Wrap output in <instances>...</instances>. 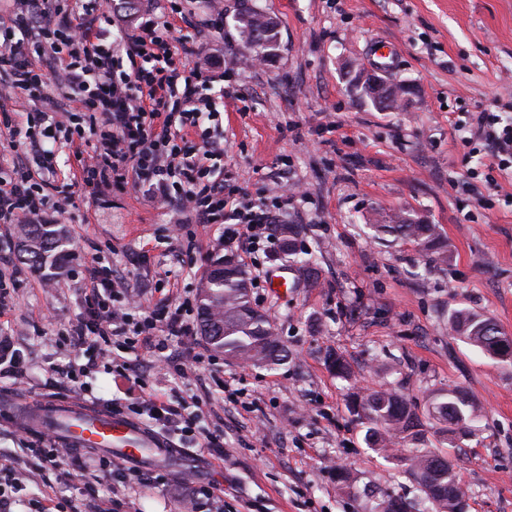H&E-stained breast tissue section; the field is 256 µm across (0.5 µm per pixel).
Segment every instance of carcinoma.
I'll list each match as a JSON object with an SVG mask.
<instances>
[{
	"label": "carcinoma",
	"mask_w": 512,
	"mask_h": 512,
	"mask_svg": "<svg viewBox=\"0 0 512 512\" xmlns=\"http://www.w3.org/2000/svg\"><path fill=\"white\" fill-rule=\"evenodd\" d=\"M242 32L260 56L276 50L277 36L270 21L250 7L240 12ZM376 232L416 245L418 252L434 264L448 262V244L437 225L426 224L407 213H397L389 224H375ZM279 249L292 262L301 265L306 276L318 275L317 262L300 246V229L295 224H277L274 228ZM20 252L27 263L41 270L57 268L69 257L65 239L54 224L17 226ZM201 331H210L206 339L212 347L231 360L275 369L288 359V351L269 317L250 300L247 274L234 259H224V277L206 275L200 288ZM456 333L482 353L490 352L498 334L488 317L458 310L448 319ZM330 371L339 377L349 375L346 359L337 352L326 356ZM350 413L366 427L365 441L370 448L397 462L418 485L426 503L422 512H451L467 491L457 478L454 465L444 456L423 447L425 432L435 428L446 434L475 430L481 415L477 406L462 392L451 389L434 393L424 413L398 391L389 388L357 391L348 401ZM411 505L399 496L387 494L375 506V512H410Z\"/></svg>",
	"instance_id": "carcinoma-1"
}]
</instances>
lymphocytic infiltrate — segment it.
Listing matches in <instances>:
<instances>
[{"instance_id": "f902f5d3", "label": "lymphocytic infiltrate", "mask_w": 512, "mask_h": 512, "mask_svg": "<svg viewBox=\"0 0 512 512\" xmlns=\"http://www.w3.org/2000/svg\"><path fill=\"white\" fill-rule=\"evenodd\" d=\"M10 2L12 36L0 43V106L25 97L34 106L0 113L1 158L21 142L51 139L62 129L80 162L74 187L94 196L132 180L190 223L221 226L220 243L264 239L273 222L268 206L245 200L236 186L217 176L224 168V148L210 133L219 111L209 95L212 75L201 46L176 33L177 22L192 16L183 0H166L161 12H146L132 29L116 34L107 28L112 21L108 0ZM57 89L65 91L69 108L42 111L41 103ZM478 123L494 167L512 169V123L500 124L490 112L482 113ZM42 169L37 182L28 172L0 176L1 224L61 223V216L44 208L56 187V172L48 163ZM82 291L84 312L67 334L95 354L85 364L62 367V374L73 382L97 363L114 364L130 377L131 388L126 400L112 401V410L144 415L175 435L195 437L200 412L160 391L137 394L140 367L129 358L139 347L161 353L177 343L181 350L172 367L180 379H189L202 362L192 341L191 299L135 316L118 300L111 266L100 262L89 268ZM26 454L43 474L66 465L77 471L85 467L80 453L48 437Z\"/></svg>"}]
</instances>
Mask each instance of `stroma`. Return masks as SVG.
I'll use <instances>...</instances> for the list:
<instances>
[{
	"label": "stroma",
	"mask_w": 512,
	"mask_h": 512,
	"mask_svg": "<svg viewBox=\"0 0 512 512\" xmlns=\"http://www.w3.org/2000/svg\"><path fill=\"white\" fill-rule=\"evenodd\" d=\"M224 25L196 35L219 60L224 79L211 96L224 102V172L248 200L268 203L285 185L304 196L276 211L298 224L315 253L319 279L277 257L276 242L247 254L214 247L217 225L187 224L136 183L100 199L73 194L65 224L69 258L51 272L23 260L16 227L0 223V272L9 273L14 307L0 336L25 357L23 381L0 377V464L21 458L37 437L11 424L19 409L47 398H73L53 368L77 352L65 332L84 311L82 277L91 260L148 311L165 298L198 295L211 262L230 254L251 279V301L275 322L289 351L274 370L215 354L189 381L146 366L145 392L199 399L201 425L222 432L224 458L197 441L179 448L202 461L186 478L161 465L165 483L134 487L127 512H191L201 483H215L224 512H373L380 492L419 504L422 494L401 467L364 442L347 400L360 388L390 387L425 410L430 394L460 389L482 420L467 435L426 432V446L453 463L469 495L468 512H512V365H503L450 331L448 318L469 309L512 336V174L491 170L489 149L465 139L476 117L512 122V0H251L277 31L273 56L251 66L255 52L238 16L240 0H223ZM385 56L387 78L409 83L398 108L379 110L353 89L359 69ZM493 183L467 182L469 170ZM403 211L438 225L448 262L418 269L412 243L375 238L372 225ZM288 274V294L268 288ZM341 352L351 375L336 377L328 351ZM231 382L233 394L221 391ZM357 477V495L337 487L333 468ZM44 486L31 472L0 484L10 512H37L53 495L73 512H100L112 482L63 468Z\"/></svg>",
	"instance_id": "1"
}]
</instances>
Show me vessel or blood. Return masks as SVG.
<instances>
[{"label":"vessel or blood","mask_w":512,"mask_h":512,"mask_svg":"<svg viewBox=\"0 0 512 512\" xmlns=\"http://www.w3.org/2000/svg\"><path fill=\"white\" fill-rule=\"evenodd\" d=\"M21 430L51 437L65 448H97L116 459L145 464L157 459L180 462L193 473L191 455L175 448L163 435L128 416L77 400H44L34 411L21 414Z\"/></svg>","instance_id":"obj_1"}]
</instances>
